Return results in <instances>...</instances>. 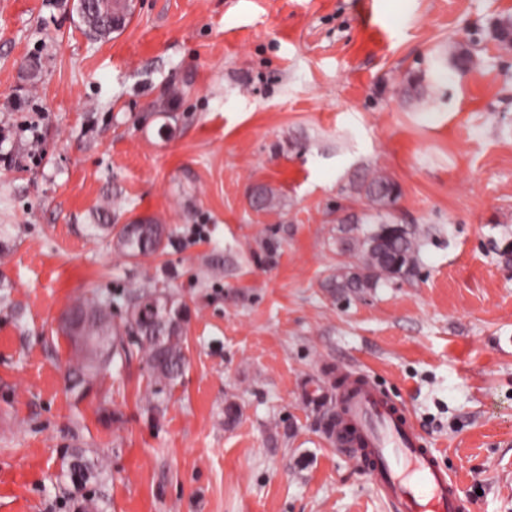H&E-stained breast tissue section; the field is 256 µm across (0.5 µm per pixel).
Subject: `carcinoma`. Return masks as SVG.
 <instances>
[{
    "instance_id": "obj_1",
    "label": "carcinoma",
    "mask_w": 512,
    "mask_h": 512,
    "mask_svg": "<svg viewBox=\"0 0 512 512\" xmlns=\"http://www.w3.org/2000/svg\"><path fill=\"white\" fill-rule=\"evenodd\" d=\"M87 33L105 38L114 33L112 26L100 15L79 11ZM448 54L460 70L475 62L470 51L451 47ZM370 209L381 213L396 204L400 190L397 183L383 173H372L353 184ZM336 249L342 255L356 257L359 265L342 263L336 267L334 287L345 293H363L382 283L408 275L417 265L424 235L415 227L400 225L391 231L388 223L364 229L359 220L350 217L339 220ZM165 230L160 224H125L117 234V243L131 258L154 253L163 245ZM78 311L85 313L92 325L84 355L88 364L73 373L74 386L90 389L94 370L106 365L123 347L122 334L139 336L145 364L159 383L171 385L183 374L186 358L181 339L186 321V306L176 300L157 297V291L137 295L124 324L109 319L106 302L94 300L80 303Z\"/></svg>"
}]
</instances>
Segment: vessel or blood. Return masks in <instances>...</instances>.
Segmentation results:
<instances>
[{
	"mask_svg": "<svg viewBox=\"0 0 512 512\" xmlns=\"http://www.w3.org/2000/svg\"><path fill=\"white\" fill-rule=\"evenodd\" d=\"M336 436L365 469L386 512H469L461 487L415 427L407 408L365 374L336 375Z\"/></svg>",
	"mask_w": 512,
	"mask_h": 512,
	"instance_id": "b4317fda",
	"label": "vessel or blood"
}]
</instances>
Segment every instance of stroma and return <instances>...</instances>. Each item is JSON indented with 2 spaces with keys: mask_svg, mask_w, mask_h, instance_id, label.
Segmentation results:
<instances>
[{
  "mask_svg": "<svg viewBox=\"0 0 512 512\" xmlns=\"http://www.w3.org/2000/svg\"><path fill=\"white\" fill-rule=\"evenodd\" d=\"M75 3L0 0V512H386L312 396L344 366L472 512H512V0H376L370 23L359 0H138L108 39ZM373 170L401 189L383 219L428 235L408 278L339 293ZM138 220L166 240L130 258ZM154 289L187 307L182 377L159 387L130 336L77 396L62 315L95 297L120 324ZM81 0H79L78 10L81 16L82 21L87 27V33L90 36L96 38H105L109 37L112 33L119 32L125 28L127 23L130 21L131 16L129 15L127 19H125L123 26L120 29H112V26L101 16L94 15L92 13H87L81 8ZM125 224L117 234V243L124 254L131 258L154 253L163 245L165 230L161 224Z\"/></svg>",
  "mask_w": 512,
  "mask_h": 512,
  "instance_id": "1",
  "label": "stroma"
}]
</instances>
